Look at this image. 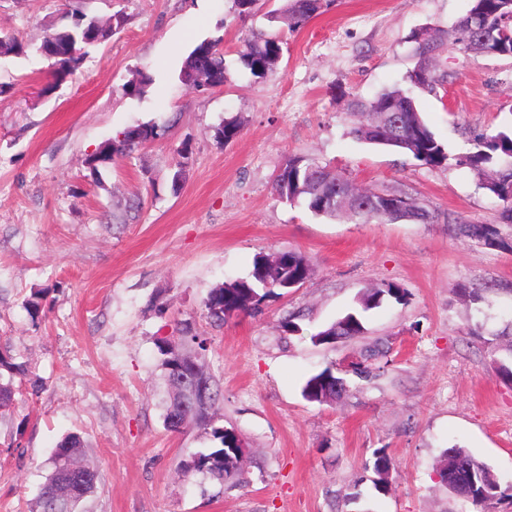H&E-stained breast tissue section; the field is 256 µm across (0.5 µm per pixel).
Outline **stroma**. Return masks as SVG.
<instances>
[{
  "label": "stroma",
  "mask_w": 512,
  "mask_h": 512,
  "mask_svg": "<svg viewBox=\"0 0 512 512\" xmlns=\"http://www.w3.org/2000/svg\"><path fill=\"white\" fill-rule=\"evenodd\" d=\"M283 5L258 0L244 20L232 0H87L90 14L120 11L124 22L52 91V59L0 57V348L44 381L34 395L14 379V400L0 409V512H36L71 432L99 471L82 512H482L435 477L454 445L512 484V385L493 368L512 340V250L462 242L453 224L494 223L500 208L457 157L474 134L512 133V58L452 44L442 53V83L416 94L448 152L431 168L353 139L347 104L404 85L417 62L413 34L452 30L470 0H331L297 29L271 20ZM65 21L62 0H0V33L27 43ZM257 33L283 40L262 78L239 57ZM205 38L222 39L228 81L197 90L179 74ZM140 71L151 84L126 95ZM235 116L238 137L220 143L217 128ZM142 123L163 137L88 169V155ZM185 140L192 160L176 187ZM294 155L411 195L441 220L313 215L273 189ZM289 250L308 259L311 281L224 325L207 318L212 288L247 276L257 255ZM387 282L407 298L367 312L364 334L311 342ZM35 292L44 296L36 319L25 305ZM289 316L302 335L283 332ZM184 322L207 337L205 361L222 385L215 424L244 443L241 475L222 486L179 472L215 440L165 422L156 342ZM377 343L389 353L372 376L348 373ZM330 365L346 379L341 395L304 399L305 380ZM379 448L394 461L384 495L371 469Z\"/></svg>",
  "instance_id": "1"
}]
</instances>
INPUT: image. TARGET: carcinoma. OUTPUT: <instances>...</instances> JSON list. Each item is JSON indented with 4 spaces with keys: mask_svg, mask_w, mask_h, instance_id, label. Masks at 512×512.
I'll use <instances>...</instances> for the list:
<instances>
[{
    "mask_svg": "<svg viewBox=\"0 0 512 512\" xmlns=\"http://www.w3.org/2000/svg\"><path fill=\"white\" fill-rule=\"evenodd\" d=\"M82 2L84 0H66L70 22L61 27L47 28L38 44L26 46L14 35L1 33L0 55L19 54L27 49L41 55L49 44L64 49V53L56 57L52 82L45 88L47 92L53 91L82 66L90 49L110 39L114 25L122 23L119 13L112 15L110 21L99 20L86 13ZM324 6L326 0H286L279 19L291 28H299L320 14ZM506 18L512 19V0H471L470 9L460 18L453 31L433 29L426 37L416 40L418 67L409 72L407 79L424 91L435 92L440 84L438 61L450 43L478 54L512 58V39H498L499 25ZM221 42L220 38H208L192 48L180 73L183 84L198 88L204 82L210 89L224 86L227 74ZM239 55L252 75L263 77L277 65L281 47L276 39L260 33L245 42ZM348 107L350 115L357 117L350 131L357 140L405 153L430 167H438L448 160L444 145L428 127L416 100L400 88H384L367 100L354 97L350 99ZM241 127L239 119L229 118L217 128L216 138L226 143L238 136ZM161 136V129L155 125H137L122 132V136L107 143L100 151L89 155L86 164L95 171L99 165L115 157H128L140 145ZM473 145L474 150L460 156L458 163L476 173L482 188L501 202V208L495 224L458 222L459 236L471 242L508 248L512 245L500 237L497 225L512 224V136L504 132L496 135L478 133L473 138ZM177 155V170L172 177L175 184L182 180L192 157L190 144L182 143ZM274 190L279 198L290 202L301 201L313 214L331 219L340 218L363 224L399 220L434 224L438 221L436 212L408 195H395L401 206L389 209L385 206L389 193L362 188L343 173L304 157L288 158L276 177ZM312 275L311 265L299 252L258 255L248 276L228 280L212 289L204 301V309L208 318L221 323L232 314L258 309L266 299L285 290L284 283L296 282L302 286ZM406 295L405 289L392 283L374 285L366 289L360 298V308L311 335V340L323 345L359 336L364 333L363 313L379 307L387 297L401 302ZM157 345L163 356L162 367L166 375H171V368L180 363L190 368L195 366L200 379L208 385L211 396L206 404L182 410V396L177 395L167 403L165 416L174 414L179 417L178 426L175 427L177 431L188 427L209 429L212 436L220 441L221 446L197 454L191 461L182 464V469L186 475L201 473L222 486L241 471L242 439L233 429L214 426L220 403L216 381L202 356L206 348L205 339L185 327L176 329V334L172 336L158 339ZM5 372L9 375V381H0V408L13 402L15 389L12 378L30 375L27 363L18 361L7 350H0V378ZM341 381L343 378L336 376L333 368L327 367L306 380L302 395L310 402H326L339 395L336 385ZM84 447L85 441L78 433H69L60 441L52 459L51 472L39 497L37 512H80L79 505L94 492L97 482H88L80 492H72V471L59 457L63 450L78 455ZM392 466L393 459L386 449L380 448L373 453L372 468L377 475L374 486L383 495L388 490V475ZM436 474L450 491L468 478L475 480L474 494L465 495L475 505H491L512 495V485L502 486L486 463L461 447L454 446L444 451Z\"/></svg>",
    "mask_w": 512,
    "mask_h": 512,
    "instance_id": "1",
    "label": "carcinoma"
}]
</instances>
